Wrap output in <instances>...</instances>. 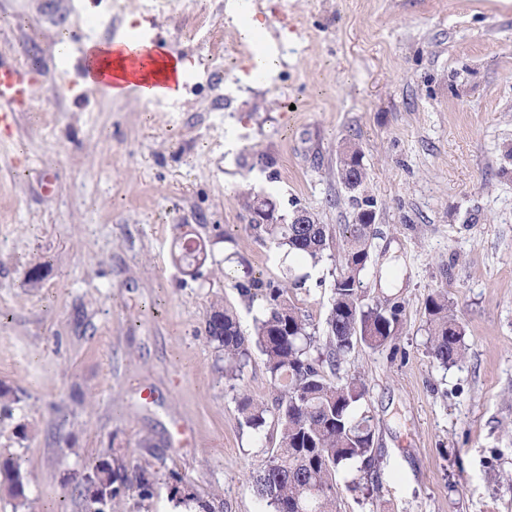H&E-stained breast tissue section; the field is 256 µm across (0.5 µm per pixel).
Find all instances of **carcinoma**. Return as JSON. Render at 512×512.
<instances>
[{
  "label": "carcinoma",
  "mask_w": 512,
  "mask_h": 512,
  "mask_svg": "<svg viewBox=\"0 0 512 512\" xmlns=\"http://www.w3.org/2000/svg\"><path fill=\"white\" fill-rule=\"evenodd\" d=\"M338 175L349 192L360 190L366 174L358 151L342 156ZM356 206L354 222L346 225L344 232L342 269L332 285L325 343H319L307 316L287 298L286 285L256 277L235 285L248 303L259 296L265 300L262 317L256 319L251 334H245L233 312L222 305H212L206 316V338L224 355V376L238 378L254 348L264 357L274 389L271 403H255L242 395L238 410L255 430L265 425L269 413L279 426L277 448L249 475L254 491L270 512H300L309 487L317 490L310 512H337L336 470L351 461L361 462L363 478L374 480L373 418L365 411L355 413V406L366 393L365 382L358 374L340 384L325 377V369H338L355 344L380 347L395 335L403 321L404 306L400 302L385 307L366 303L362 276L376 236V211L367 199L356 202ZM310 218L309 224H294L277 214L268 223L252 219L249 227L260 242L284 247L317 266L329 248L330 231L315 215ZM177 248L180 263L190 274H197L207 260L205 244L198 237L180 235ZM425 312L432 361L444 367L456 364L464 355V329L453 314L448 295L439 292L429 296ZM91 471L112 475L108 512H118L121 490L125 488L136 487L143 499L153 494L154 476L145 469L137 468L130 474L100 459L91 465ZM27 484L28 475L19 462L8 457L0 461V496L16 499L26 507ZM73 494L84 512H100L84 484L76 483Z\"/></svg>",
  "instance_id": "cac0c4a2"
}]
</instances>
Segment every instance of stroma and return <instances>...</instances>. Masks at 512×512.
<instances>
[{
  "label": "stroma",
  "mask_w": 512,
  "mask_h": 512,
  "mask_svg": "<svg viewBox=\"0 0 512 512\" xmlns=\"http://www.w3.org/2000/svg\"><path fill=\"white\" fill-rule=\"evenodd\" d=\"M193 14L228 45L250 19L274 30V79L189 40ZM62 30L165 41L190 64L180 95L83 88ZM2 52L36 65L27 109L0 128V381L17 395L0 411V457L31 472L35 512H81L72 489L99 458L158 474L153 496L126 492L121 512H193L190 493L265 512L249 474L279 431L248 428L236 396L267 403L272 385L256 352L226 380L205 319L220 301L251 332L262 303L235 281L284 279L283 250L255 239L238 200L264 193L334 237L318 266L293 259L288 292L323 327L354 220L337 174L349 148L376 210L363 284L404 317L335 375L361 373L376 428L375 482L348 491L360 465L340 470L339 512H512V0H183L166 13L0 0ZM185 228L211 252L196 277L173 258ZM440 290L465 331L445 369L427 348L425 301ZM186 429L193 442L178 446Z\"/></svg>",
  "instance_id": "obj_1"
}]
</instances>
